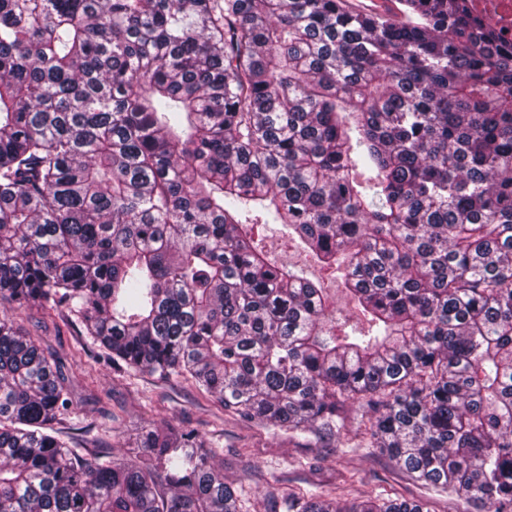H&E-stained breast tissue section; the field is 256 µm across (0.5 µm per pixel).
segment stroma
Here are the masks:
<instances>
[{"label": "stroma", "mask_w": 512, "mask_h": 512, "mask_svg": "<svg viewBox=\"0 0 512 512\" xmlns=\"http://www.w3.org/2000/svg\"><path fill=\"white\" fill-rule=\"evenodd\" d=\"M260 237L272 260L322 281L335 295L337 309L353 314L340 283L275 227L262 230ZM11 315L73 380V404L57 423L70 442L129 458L138 453V434L165 420L222 448L226 481L253 504L272 491L349 499L381 494L425 501L432 512H471L464 500H444L414 481L388 456L354 447L353 431L343 432L333 444L311 433L293 439L270 435L224 412L193 381L113 368L98 344L80 335L78 324L67 323L50 307L17 308Z\"/></svg>", "instance_id": "obj_1"}]
</instances>
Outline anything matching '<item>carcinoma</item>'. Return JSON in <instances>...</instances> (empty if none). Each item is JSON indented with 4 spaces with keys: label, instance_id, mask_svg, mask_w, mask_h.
<instances>
[{
    "label": "carcinoma",
    "instance_id": "cac0c4a2",
    "mask_svg": "<svg viewBox=\"0 0 512 512\" xmlns=\"http://www.w3.org/2000/svg\"><path fill=\"white\" fill-rule=\"evenodd\" d=\"M0 0V305L274 433L512 512V41L468 0ZM370 175H365V172ZM281 226L357 310L269 262ZM61 368L0 312V512H244L165 421L139 459L53 432ZM264 512H430L270 493ZM352 8L359 12H389L393 15H399V9L402 7L398 0H348Z\"/></svg>",
    "mask_w": 512,
    "mask_h": 512
}]
</instances>
